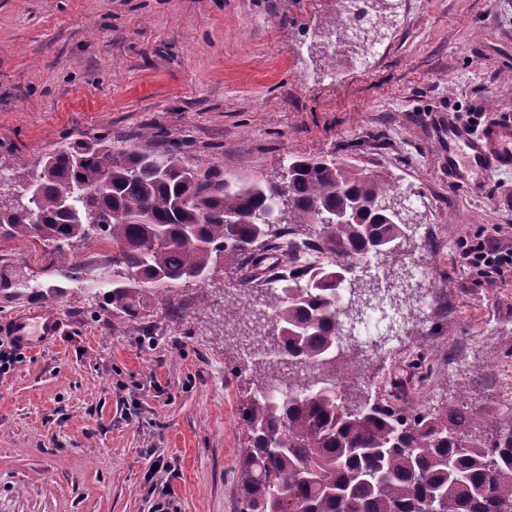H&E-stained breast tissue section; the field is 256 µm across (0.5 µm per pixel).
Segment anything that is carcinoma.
<instances>
[{
  "instance_id": "1",
  "label": "carcinoma",
  "mask_w": 512,
  "mask_h": 512,
  "mask_svg": "<svg viewBox=\"0 0 512 512\" xmlns=\"http://www.w3.org/2000/svg\"><path fill=\"white\" fill-rule=\"evenodd\" d=\"M284 178V189L233 185L198 175L172 150L77 141L43 158L30 178L36 201L25 185L0 198V237L50 246L60 262L74 240L108 245L112 275L93 297L129 317L222 262L252 268L239 291L265 296L277 324V349L259 374L286 365L299 384L240 408L239 512H430L431 501L438 512H512V425L476 441L462 403L426 413L378 400L352 406L336 377L344 318L358 311L350 275L413 234L386 204L390 185L334 157L297 158ZM271 208L276 224L265 220ZM311 247L329 257L318 269L304 264Z\"/></svg>"
}]
</instances>
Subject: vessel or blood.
I'll list each match as a JSON object with an SVG mask.
<instances>
[{
  "label": "vessel or blood",
  "instance_id": "b4317fda",
  "mask_svg": "<svg viewBox=\"0 0 512 512\" xmlns=\"http://www.w3.org/2000/svg\"><path fill=\"white\" fill-rule=\"evenodd\" d=\"M449 156L463 155L471 168H512V122H496L484 128L480 135H472L462 124L448 127ZM60 332L55 313L40 309L21 314L10 326V334L27 348L54 339Z\"/></svg>",
  "mask_w": 512,
  "mask_h": 512
}]
</instances>
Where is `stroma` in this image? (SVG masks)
I'll use <instances>...</instances> for the list:
<instances>
[{
    "mask_svg": "<svg viewBox=\"0 0 512 512\" xmlns=\"http://www.w3.org/2000/svg\"><path fill=\"white\" fill-rule=\"evenodd\" d=\"M375 25L335 41L339 12ZM512 120V0H0V176L68 142L113 151L178 148L198 173L279 180L292 158L336 156L382 173L406 223L395 261L371 262L403 314L392 342L349 341L350 401L419 411L446 402L487 441L512 421V278L475 283L461 237L512 225V169L448 166V126ZM465 178L467 187L453 184ZM101 244L72 242L70 265L0 237V325L52 309L56 339L0 373V512H237L239 409L262 393L236 319L241 269L178 285L170 303L120 316L78 300Z\"/></svg>",
    "mask_w": 512,
    "mask_h": 512,
    "instance_id": "1",
    "label": "stroma"
}]
</instances>
